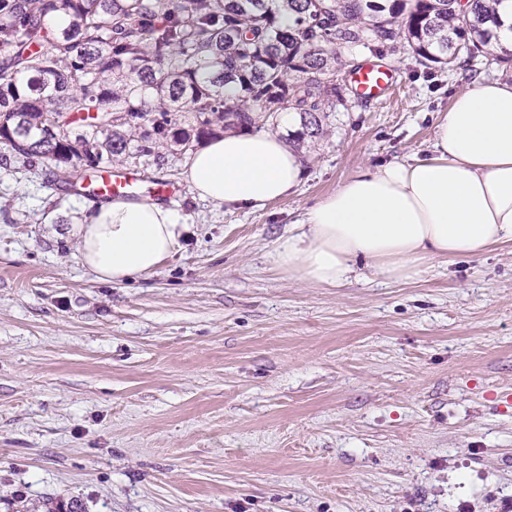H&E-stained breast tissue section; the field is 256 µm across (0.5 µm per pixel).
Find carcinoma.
Masks as SVG:
<instances>
[{"label": "carcinoma", "mask_w": 512, "mask_h": 512, "mask_svg": "<svg viewBox=\"0 0 512 512\" xmlns=\"http://www.w3.org/2000/svg\"><path fill=\"white\" fill-rule=\"evenodd\" d=\"M472 0H0V166L50 163L69 192L124 157L186 152L257 115L293 110L299 138L343 100L316 76L353 70L341 51L407 44L424 69L494 61L493 4ZM283 11L295 26L277 24ZM69 24L49 30L44 17ZM239 93L232 100L224 87ZM86 122L73 134L74 118Z\"/></svg>", "instance_id": "carcinoma-1"}]
</instances>
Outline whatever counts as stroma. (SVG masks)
I'll list each match as a JSON object with an SVG mask.
<instances>
[{"label":"stroma","instance_id":"1","mask_svg":"<svg viewBox=\"0 0 512 512\" xmlns=\"http://www.w3.org/2000/svg\"><path fill=\"white\" fill-rule=\"evenodd\" d=\"M395 92L347 95L297 144L287 197L190 226L152 273L104 284L68 230L86 197L0 168V512H505L512 506V244L407 283L340 288L275 249L363 166L429 152L473 77L390 56Z\"/></svg>","mask_w":512,"mask_h":512}]
</instances>
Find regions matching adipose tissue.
Listing matches in <instances>:
<instances>
[{
	"mask_svg": "<svg viewBox=\"0 0 512 512\" xmlns=\"http://www.w3.org/2000/svg\"><path fill=\"white\" fill-rule=\"evenodd\" d=\"M300 155L275 132H230L189 154L194 198L257 209L295 190ZM69 236L105 284L154 271L189 229L164 203L89 204ZM512 243V81L474 79L440 115L427 157L358 169L305 209L275 253L289 277L339 288L358 263L389 282L420 277L430 260L478 258Z\"/></svg>",
	"mask_w": 512,
	"mask_h": 512,
	"instance_id": "adipose-tissue-1",
	"label": "adipose tissue"
}]
</instances>
